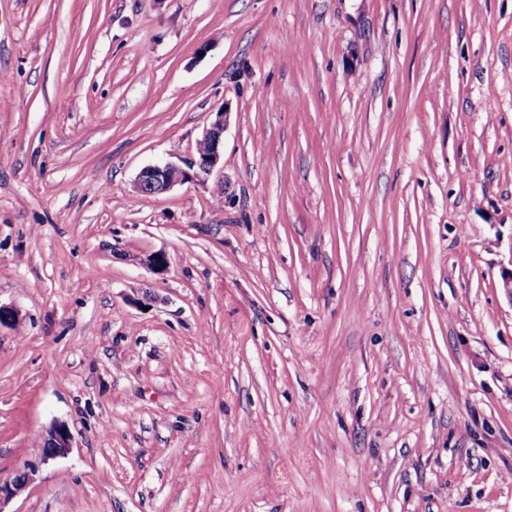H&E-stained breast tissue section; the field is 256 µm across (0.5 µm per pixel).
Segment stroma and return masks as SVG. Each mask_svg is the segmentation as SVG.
<instances>
[{
  "mask_svg": "<svg viewBox=\"0 0 512 512\" xmlns=\"http://www.w3.org/2000/svg\"><path fill=\"white\" fill-rule=\"evenodd\" d=\"M509 267L512 0H0L11 512H512ZM226 113L215 112L210 126L206 128L198 143L206 150L199 151L192 158L183 162L184 166L173 163L148 166L138 175L136 187L143 195L163 193L175 185L205 180L221 161V148L224 145V126ZM72 447L70 430L64 424L55 423L42 434L39 461L47 465L57 457L67 454ZM36 474L35 466H27L18 470L12 479L0 481V512H11L5 510L8 504L34 481Z\"/></svg>",
  "mask_w": 512,
  "mask_h": 512,
  "instance_id": "35a3bbf8",
  "label": "stroma"
}]
</instances>
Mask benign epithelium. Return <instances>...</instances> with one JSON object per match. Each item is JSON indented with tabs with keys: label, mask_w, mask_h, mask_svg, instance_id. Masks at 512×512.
Instances as JSON below:
<instances>
[{
	"label": "benign epithelium",
	"mask_w": 512,
	"mask_h": 512,
	"mask_svg": "<svg viewBox=\"0 0 512 512\" xmlns=\"http://www.w3.org/2000/svg\"><path fill=\"white\" fill-rule=\"evenodd\" d=\"M226 112H217L210 126L206 128L199 144L205 150L180 166L173 163L148 166L137 178V190L143 195L163 193L178 184L201 181L209 177L221 161L224 145ZM72 448V434L67 426L55 423L45 430L41 437L39 461L46 465L63 456ZM36 467L27 466L18 470L12 479L0 481V512H7L8 504L34 481Z\"/></svg>",
	"instance_id": "benign-epithelium-1"
}]
</instances>
